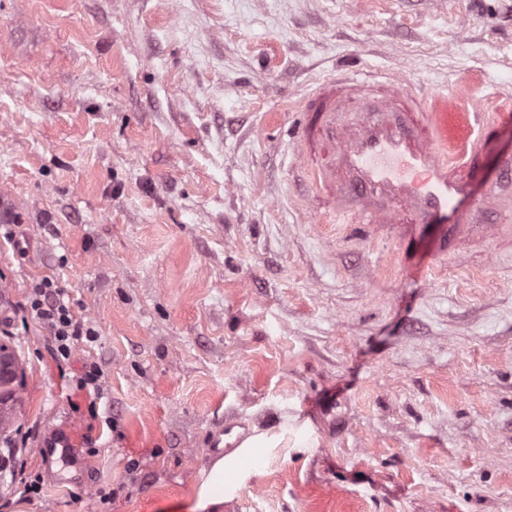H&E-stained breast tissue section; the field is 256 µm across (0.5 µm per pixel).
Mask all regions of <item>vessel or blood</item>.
Here are the masks:
<instances>
[{
	"label": "vessel or blood",
	"instance_id": "1",
	"mask_svg": "<svg viewBox=\"0 0 512 512\" xmlns=\"http://www.w3.org/2000/svg\"><path fill=\"white\" fill-rule=\"evenodd\" d=\"M440 125L425 94L409 91L400 77L356 71L308 92L289 138L297 147L318 148L309 179L334 220L361 228L400 225L404 250L413 246L411 226L432 225L445 252L478 219L464 201L479 165L473 149L448 159ZM71 446L59 434L39 442L37 453L68 459Z\"/></svg>",
	"mask_w": 512,
	"mask_h": 512
}]
</instances>
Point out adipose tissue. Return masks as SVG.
Segmentation results:
<instances>
[{
    "instance_id": "adipose-tissue-1",
    "label": "adipose tissue",
    "mask_w": 512,
    "mask_h": 512,
    "mask_svg": "<svg viewBox=\"0 0 512 512\" xmlns=\"http://www.w3.org/2000/svg\"><path fill=\"white\" fill-rule=\"evenodd\" d=\"M282 438L261 431L245 437L233 453L216 459L202 473L195 490L197 512H222L243 486L258 474L268 449L278 447Z\"/></svg>"
}]
</instances>
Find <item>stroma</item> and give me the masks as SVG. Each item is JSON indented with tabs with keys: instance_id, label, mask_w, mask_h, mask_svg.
<instances>
[{
	"instance_id": "stroma-1",
	"label": "stroma",
	"mask_w": 512,
	"mask_h": 512,
	"mask_svg": "<svg viewBox=\"0 0 512 512\" xmlns=\"http://www.w3.org/2000/svg\"><path fill=\"white\" fill-rule=\"evenodd\" d=\"M350 62L429 91L449 157L493 123L479 202L512 154V0H0V205L34 241L0 237V512H190L227 420L284 439L223 512H512V210L441 262L434 229L402 260L314 214L288 129ZM45 278L96 331L66 357ZM59 427L82 465L38 457ZM6 342H8L9 345L5 343V339L2 340V338H1L0 351L3 349L4 351L6 350L11 354L13 360L16 362V364L20 370V373H21V379L19 381V384L11 395L12 402L8 406V411H6L2 414L0 413L1 446L9 448L8 453L10 455V454H12L11 448L13 447L11 435L13 433V427L17 421V416H16L17 414H16L15 409H16V405L20 403L19 396H17V391H18V388H22V386H23L24 375H23V369L19 367V359L17 358V356L12 348L11 341L9 339H6Z\"/></svg>"
}]
</instances>
